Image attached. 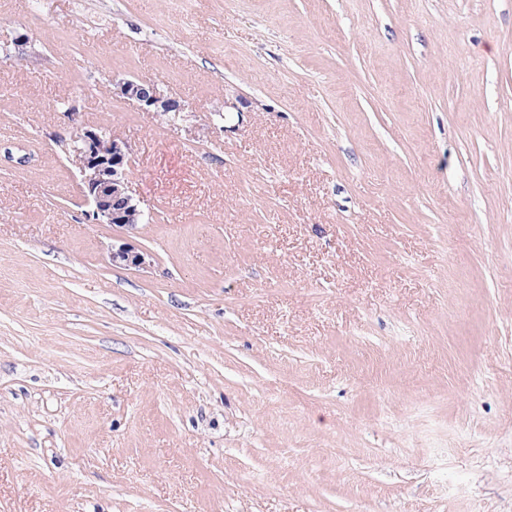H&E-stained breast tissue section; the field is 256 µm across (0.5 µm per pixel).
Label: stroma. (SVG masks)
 <instances>
[{
  "mask_svg": "<svg viewBox=\"0 0 512 512\" xmlns=\"http://www.w3.org/2000/svg\"><path fill=\"white\" fill-rule=\"evenodd\" d=\"M0 512H512V0H0ZM117 94L128 100H133L147 112H159L169 114L179 112L180 103L172 98H164L157 89V86L147 80L126 79L115 83ZM75 139L89 220L127 231L143 224L146 215L141 201L128 188L131 145L91 126L81 127ZM148 255L144 252L135 251L127 245L112 247L110 259L113 265H121L129 268L140 269L147 263Z\"/></svg>",
  "mask_w": 512,
  "mask_h": 512,
  "instance_id": "stroma-1",
  "label": "stroma"
}]
</instances>
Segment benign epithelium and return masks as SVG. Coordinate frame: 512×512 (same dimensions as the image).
Wrapping results in <instances>:
<instances>
[{"instance_id":"1","label":"benign epithelium","mask_w":512,"mask_h":512,"mask_svg":"<svg viewBox=\"0 0 512 512\" xmlns=\"http://www.w3.org/2000/svg\"><path fill=\"white\" fill-rule=\"evenodd\" d=\"M115 90L147 112L166 115L181 109L177 100L163 97L151 81L126 79L115 83ZM131 153V145L114 135L91 126L80 128L74 155L79 160L83 193L90 207L88 218L92 222L111 224L127 231L144 223L141 201L128 188ZM110 259L114 265L140 269L147 263V254L124 244L112 248Z\"/></svg>"}]
</instances>
